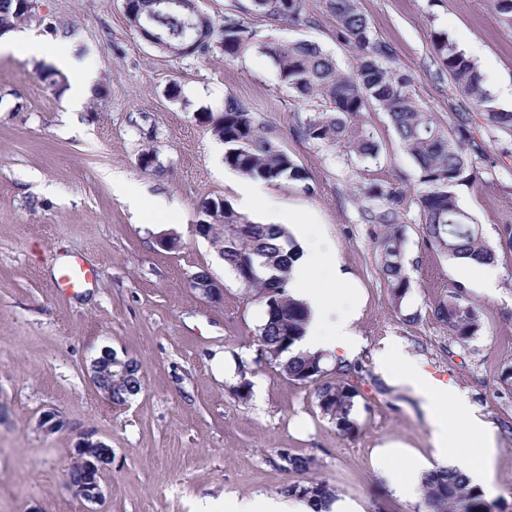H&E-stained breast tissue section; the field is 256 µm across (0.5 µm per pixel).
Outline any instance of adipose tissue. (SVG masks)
<instances>
[{
  "instance_id": "obj_1",
  "label": "adipose tissue",
  "mask_w": 512,
  "mask_h": 512,
  "mask_svg": "<svg viewBox=\"0 0 512 512\" xmlns=\"http://www.w3.org/2000/svg\"><path fill=\"white\" fill-rule=\"evenodd\" d=\"M0 52L51 59L69 76L65 96L71 106H80L93 94V77L80 69L64 43L46 44L38 37L10 31L0 36ZM240 194L245 210L262 206L273 223L289 226L304 243L291 271L288 292L307 305L310 318L305 335L292 346V353L338 352L345 358L355 355L361 346L354 330L358 309L337 307V285L344 274L339 265L329 261L330 249L312 228L308 216L283 208L253 183L244 184ZM377 360L386 377L412 389L422 399L430 416L437 460L462 469L471 483L483 493H490L496 448L491 426L477 415L463 394L434 381L396 341L385 342ZM396 453L393 447L379 449L378 460L395 494L402 498L414 497L427 462L415 458L408 465L396 468L391 464Z\"/></svg>"
}]
</instances>
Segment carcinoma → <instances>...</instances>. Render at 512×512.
Segmentation results:
<instances>
[{
	"instance_id": "1",
	"label": "carcinoma",
	"mask_w": 512,
	"mask_h": 512,
	"mask_svg": "<svg viewBox=\"0 0 512 512\" xmlns=\"http://www.w3.org/2000/svg\"><path fill=\"white\" fill-rule=\"evenodd\" d=\"M498 23L512 30V0H489ZM30 0H0V34L30 14ZM336 20V39L356 58L350 72L342 71L336 59L318 44L307 40L282 41L252 27L240 14L227 12L217 21L202 11L197 0H186L178 8L158 9L156 0H135L129 24L150 20L162 33L155 47L177 57L205 55L219 48L226 59H238L251 52L268 58L277 69L281 85L298 99H320L325 109L295 115L296 136L317 145L336 146L358 158L376 160L380 147L364 121L365 112L378 107L386 112L393 128L419 172L421 190L416 204L426 241L448 259L494 262L496 250L512 253V224H502L498 242L485 241L478 224L458 202V188L472 187L480 171L472 157L468 138L469 115L455 113L452 128L443 130L433 113L413 95L414 77L395 61L392 47L381 40L358 6V0H325ZM249 10L273 21L297 26L309 22L308 0H250ZM434 60L455 88L479 109L487 125L512 135V110L499 108L487 88L477 63L466 57L448 37L436 31L431 38ZM207 121L224 142V165L244 177L262 182L283 179L303 181L301 167L266 132L254 113L234 96L224 99L219 114ZM361 197L378 201V208L365 207L366 224L389 228L379 240L381 271L396 298L410 288L402 263V239L390 227L400 223L405 191L395 184L371 183ZM202 212L222 214L221 220L207 224L206 237L216 246L224 265L246 288H257L265 305V319L259 328L258 346L268 365L289 379L315 387L321 413L345 434L356 428L354 420L357 392L348 383H322L324 368L320 354L288 355L304 334L308 312L293 299L287 286L299 246L280 225L248 220L224 200L206 199ZM434 318L448 328L451 336L467 339L480 330L474 306L467 303L463 287L448 292L433 310ZM281 468L305 475L314 467L310 456L277 451ZM424 500L432 512H494V505L472 488L458 468H440L422 481ZM284 494L312 501H333L329 484L307 479L284 487Z\"/></svg>"
}]
</instances>
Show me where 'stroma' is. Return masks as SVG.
<instances>
[{
  "mask_svg": "<svg viewBox=\"0 0 512 512\" xmlns=\"http://www.w3.org/2000/svg\"><path fill=\"white\" fill-rule=\"evenodd\" d=\"M33 2L18 30L67 41L97 91L82 110L67 111L63 89L44 76L45 60L0 53V512H199L208 501L278 497L298 479L281 468V448L314 457V476L362 512H426L422 497L395 495L377 459L389 443L426 459L434 453L420 399L376 364L390 338L491 424V500L498 512H512V392L498 380L512 366V254L497 253L488 290L463 279L459 263L426 243L414 201L419 172L386 112L373 107L365 117L379 159L351 157L294 135V114L319 102L289 96L259 54L231 60L216 49L176 58L131 29L122 0ZM359 7L398 66L414 75L416 99L442 127L452 125L454 113H469L470 138L484 156L480 182L460 188L459 203L495 242L499 224L512 220V137L490 131L440 71L431 35L443 31L456 44L475 46L495 88L512 84V31L499 25L487 0H359ZM309 8L304 26L254 14L248 20L283 41H315L351 71L355 59L338 43L323 0H309ZM229 95L255 112L306 176L266 184L267 195L310 214L354 288L363 345L347 378L357 393L352 434L321 414L313 386L261 360L263 302L196 231L204 199L240 204L243 177L225 166L223 142L201 119ZM147 151L154 156L149 169L141 163ZM116 179L142 189L145 210L115 193ZM397 182L408 195L399 232L410 288L396 302L380 271L382 229L362 223L358 191ZM163 234L177 237V247L158 245ZM71 261L97 272L76 295L57 286L60 267ZM202 270L223 283L220 301L191 288ZM458 283L481 323L467 341L449 336L432 315ZM410 314L415 322H407ZM104 349L140 369L144 386L125 405H110L89 378ZM244 378L252 389L243 400L237 387ZM46 410L57 412L64 428L42 433L37 419ZM88 434L112 449L105 497L94 507L63 485V469Z\"/></svg>",
  "mask_w": 512,
  "mask_h": 512,
  "instance_id": "1",
  "label": "stroma"
}]
</instances>
